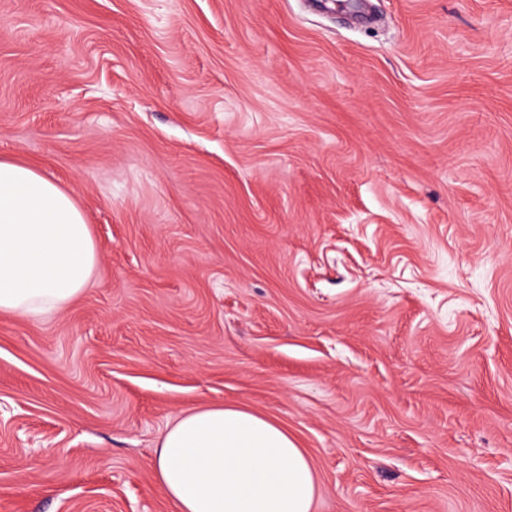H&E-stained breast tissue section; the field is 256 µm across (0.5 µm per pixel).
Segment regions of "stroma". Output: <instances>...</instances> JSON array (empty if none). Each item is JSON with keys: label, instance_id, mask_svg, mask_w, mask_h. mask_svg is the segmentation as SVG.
Masks as SVG:
<instances>
[{"label": "stroma", "instance_id": "obj_1", "mask_svg": "<svg viewBox=\"0 0 512 512\" xmlns=\"http://www.w3.org/2000/svg\"><path fill=\"white\" fill-rule=\"evenodd\" d=\"M0 0V159L85 293L0 316V512H175L183 410L274 418L313 512H512V0Z\"/></svg>", "mask_w": 512, "mask_h": 512}]
</instances>
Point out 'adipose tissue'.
Here are the masks:
<instances>
[{
    "label": "adipose tissue",
    "instance_id": "adipose-tissue-1",
    "mask_svg": "<svg viewBox=\"0 0 512 512\" xmlns=\"http://www.w3.org/2000/svg\"><path fill=\"white\" fill-rule=\"evenodd\" d=\"M98 259L74 196L31 166L0 160V313L63 310ZM154 472L176 512H312L317 490L296 438L236 405L181 411L158 438Z\"/></svg>",
    "mask_w": 512,
    "mask_h": 512
}]
</instances>
